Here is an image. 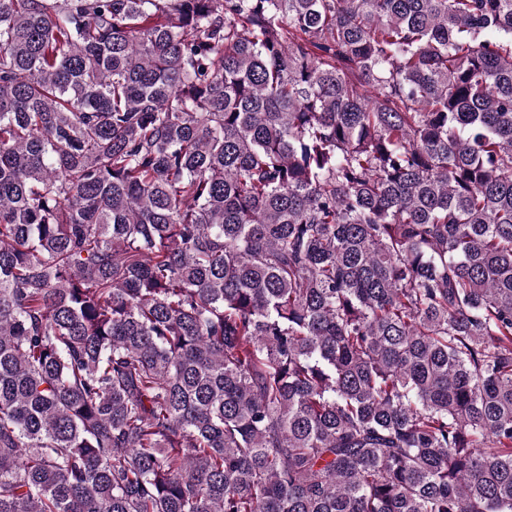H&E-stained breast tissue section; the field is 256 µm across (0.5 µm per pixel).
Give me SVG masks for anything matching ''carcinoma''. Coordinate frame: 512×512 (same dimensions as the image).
<instances>
[{
    "mask_svg": "<svg viewBox=\"0 0 512 512\" xmlns=\"http://www.w3.org/2000/svg\"><path fill=\"white\" fill-rule=\"evenodd\" d=\"M0 512H512V0H0Z\"/></svg>",
    "mask_w": 512,
    "mask_h": 512,
    "instance_id": "cac0c4a2",
    "label": "carcinoma"
}]
</instances>
